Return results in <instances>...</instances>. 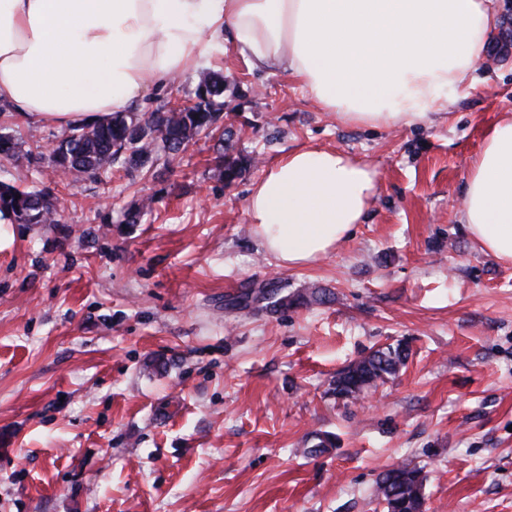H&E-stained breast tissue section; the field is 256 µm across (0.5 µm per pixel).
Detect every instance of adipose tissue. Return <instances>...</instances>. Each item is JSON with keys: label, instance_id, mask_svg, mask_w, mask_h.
<instances>
[{"label": "adipose tissue", "instance_id": "ef3b65f1", "mask_svg": "<svg viewBox=\"0 0 512 512\" xmlns=\"http://www.w3.org/2000/svg\"><path fill=\"white\" fill-rule=\"evenodd\" d=\"M497 0H0V103L33 124L108 118L176 74L222 55L293 77L351 126H415L472 85ZM377 170L335 148L279 157L248 212L279 265L315 262L362 223ZM461 221L512 263V113L487 131L464 187Z\"/></svg>", "mask_w": 512, "mask_h": 512}]
</instances>
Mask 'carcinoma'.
I'll return each mask as SVG.
<instances>
[{
	"instance_id": "carcinoma-1",
	"label": "carcinoma",
	"mask_w": 512,
	"mask_h": 512,
	"mask_svg": "<svg viewBox=\"0 0 512 512\" xmlns=\"http://www.w3.org/2000/svg\"><path fill=\"white\" fill-rule=\"evenodd\" d=\"M223 120L224 74L210 71L198 83L192 105L172 110L168 102L162 101L150 112L139 115L117 112L106 121L71 126L54 149L53 159L63 155L65 163L57 164V169L71 172L76 179L98 178L116 164L131 174L147 176L154 174L158 166L167 165L189 141L203 133L215 141L214 167L224 183L230 185L253 159L230 154L231 136L229 131L221 129ZM0 155L9 156L19 164L34 162L41 153L31 148L24 151L14 138L0 134ZM153 202L154 198L149 197L125 211V223H139ZM0 217L17 224L60 223L50 189L21 190L3 181H0ZM250 298L258 303L264 301L275 309H286L293 304L288 296L279 295L270 282L251 285L244 292L243 300ZM408 358L409 348L403 343L374 350L336 373L332 393L340 399H356L395 374ZM420 476V469L408 465H395L380 475L377 496L385 503L387 512L409 510L402 500L422 490V484L415 483Z\"/></svg>"
}]
</instances>
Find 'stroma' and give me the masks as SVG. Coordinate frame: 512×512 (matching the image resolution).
<instances>
[{
  "instance_id": "obj_1",
  "label": "stroma",
  "mask_w": 512,
  "mask_h": 512,
  "mask_svg": "<svg viewBox=\"0 0 512 512\" xmlns=\"http://www.w3.org/2000/svg\"><path fill=\"white\" fill-rule=\"evenodd\" d=\"M488 50L446 117L378 128L226 51L208 67L253 159L230 186L202 136L172 168L101 183L0 157V180L49 188L61 215L0 224V512H386L376 483L398 464L421 469L425 512H512V264L460 220L470 163L512 110V46ZM311 144L376 167L377 193L346 241L282 268L247 197ZM269 281L304 304L229 307ZM400 341L398 374L332 394L337 371Z\"/></svg>"
}]
</instances>
